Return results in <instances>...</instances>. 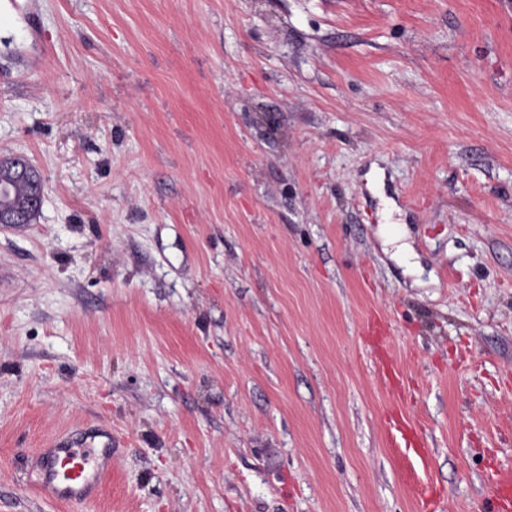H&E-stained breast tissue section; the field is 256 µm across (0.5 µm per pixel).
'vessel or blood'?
Here are the masks:
<instances>
[{"label":"vessel or blood","instance_id":"1","mask_svg":"<svg viewBox=\"0 0 512 512\" xmlns=\"http://www.w3.org/2000/svg\"><path fill=\"white\" fill-rule=\"evenodd\" d=\"M43 485L59 500L81 505L92 500L105 478L97 449L80 444H60L42 459ZM486 512H512V478L495 479Z\"/></svg>","mask_w":512,"mask_h":512}]
</instances>
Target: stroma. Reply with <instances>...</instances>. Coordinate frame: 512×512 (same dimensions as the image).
I'll use <instances>...</instances> for the list:
<instances>
[{"mask_svg":"<svg viewBox=\"0 0 512 512\" xmlns=\"http://www.w3.org/2000/svg\"><path fill=\"white\" fill-rule=\"evenodd\" d=\"M2 13L0 154L45 200L0 226V512H484L512 476V0ZM78 428L112 449L81 506L39 486ZM9 169L15 179L25 180L33 183L39 191L31 200L30 204L39 212L44 202L43 180L40 173L22 155L0 156V168Z\"/></svg>","mask_w":512,"mask_h":512,"instance_id":"stroma-1","label":"stroma"}]
</instances>
